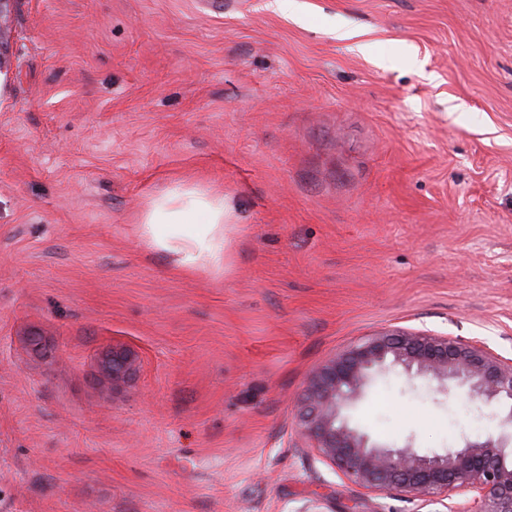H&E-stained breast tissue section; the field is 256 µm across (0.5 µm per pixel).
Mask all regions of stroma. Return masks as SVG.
<instances>
[{
    "mask_svg": "<svg viewBox=\"0 0 512 512\" xmlns=\"http://www.w3.org/2000/svg\"><path fill=\"white\" fill-rule=\"evenodd\" d=\"M212 2L11 0L0 512H426L337 474L297 404L395 329L512 358V0ZM178 186L223 195V268L142 235ZM497 414L396 370L348 412L422 451ZM138 355L127 347H112V353L102 362V372L105 379L116 388L128 381L134 373Z\"/></svg>",
    "mask_w": 512,
    "mask_h": 512,
    "instance_id": "35a3bbf8",
    "label": "stroma"
}]
</instances>
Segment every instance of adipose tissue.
<instances>
[{
  "label": "adipose tissue",
  "mask_w": 512,
  "mask_h": 512,
  "mask_svg": "<svg viewBox=\"0 0 512 512\" xmlns=\"http://www.w3.org/2000/svg\"><path fill=\"white\" fill-rule=\"evenodd\" d=\"M224 198L181 188L152 201L143 231L157 248L173 253L182 266H219L224 261Z\"/></svg>",
  "instance_id": "obj_1"
}]
</instances>
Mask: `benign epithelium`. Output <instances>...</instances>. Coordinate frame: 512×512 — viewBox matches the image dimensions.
I'll use <instances>...</instances> for the list:
<instances>
[{
  "label": "benign epithelium",
  "mask_w": 512,
  "mask_h": 512,
  "mask_svg": "<svg viewBox=\"0 0 512 512\" xmlns=\"http://www.w3.org/2000/svg\"><path fill=\"white\" fill-rule=\"evenodd\" d=\"M135 351L114 347L102 362L116 388L128 381ZM401 369L448 391L504 408L500 431L442 452L421 453L373 439L346 412L367 396L373 380ZM300 433L337 473L369 491H399L446 512H512V360L451 336L395 331L374 336L331 357L309 374L299 402Z\"/></svg>",
  "instance_id": "benign-epithelium-1"
}]
</instances>
